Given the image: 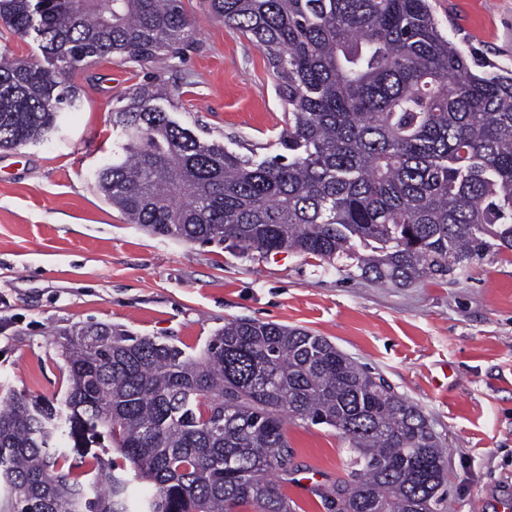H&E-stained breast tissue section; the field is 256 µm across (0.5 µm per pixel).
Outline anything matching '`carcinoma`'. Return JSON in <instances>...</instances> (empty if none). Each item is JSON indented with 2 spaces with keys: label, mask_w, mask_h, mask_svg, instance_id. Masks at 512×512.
Segmentation results:
<instances>
[{
  "label": "carcinoma",
  "mask_w": 512,
  "mask_h": 512,
  "mask_svg": "<svg viewBox=\"0 0 512 512\" xmlns=\"http://www.w3.org/2000/svg\"><path fill=\"white\" fill-rule=\"evenodd\" d=\"M260 48L288 105L282 153L242 154L174 118L160 83L112 111L122 141L98 191L153 236L242 253L345 258L407 287L512 251V71H471L429 0H209ZM47 69L0 53V150L48 139L80 100L68 75L176 55L183 0H0ZM61 398L0 406V512H296L285 418L336 429L332 512H440L446 465L415 405L323 336L251 319L197 354L88 322L66 334ZM77 457L68 467L61 446ZM152 497L132 510L129 490Z\"/></svg>",
  "instance_id": "1"
}]
</instances>
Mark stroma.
Wrapping results in <instances>:
<instances>
[{
    "instance_id": "stroma-1",
    "label": "stroma",
    "mask_w": 512,
    "mask_h": 512,
    "mask_svg": "<svg viewBox=\"0 0 512 512\" xmlns=\"http://www.w3.org/2000/svg\"><path fill=\"white\" fill-rule=\"evenodd\" d=\"M197 25L181 54L141 66L74 70L82 105L50 140L0 151V396H60L63 333L87 322L199 352L225 321L302 327L384 379L423 412L447 462L446 512H512V253L397 288L347 260L239 254L156 237L127 223L95 187L119 140L112 111L131 89L164 82L175 118L207 141L279 152L286 105L263 52L184 0ZM468 56L512 69V0H431ZM297 512H325L315 490L345 479L347 444L325 425L288 424Z\"/></svg>"
}]
</instances>
